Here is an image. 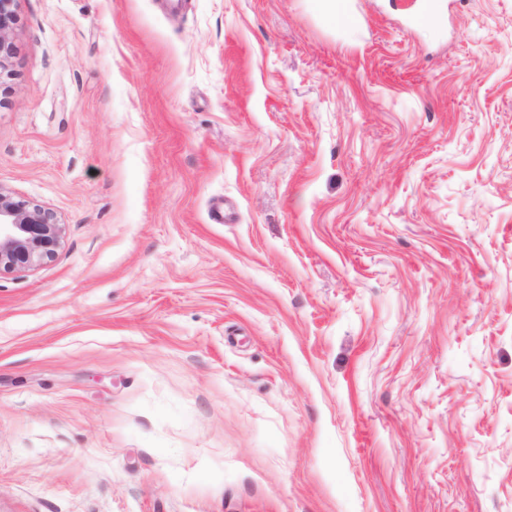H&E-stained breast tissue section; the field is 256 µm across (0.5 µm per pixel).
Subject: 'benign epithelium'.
<instances>
[{"instance_id":"benign-epithelium-1","label":"benign epithelium","mask_w":512,"mask_h":512,"mask_svg":"<svg viewBox=\"0 0 512 512\" xmlns=\"http://www.w3.org/2000/svg\"><path fill=\"white\" fill-rule=\"evenodd\" d=\"M0 0V66L11 49L13 15ZM61 243V227L52 216L0 191V270L35 267L52 259Z\"/></svg>"}]
</instances>
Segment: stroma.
<instances>
[{
	"label": "stroma",
	"instance_id": "obj_1",
	"mask_svg": "<svg viewBox=\"0 0 512 512\" xmlns=\"http://www.w3.org/2000/svg\"><path fill=\"white\" fill-rule=\"evenodd\" d=\"M414 2L10 0L0 512H512V0ZM316 8L321 15L333 25L336 22L342 21L347 23L349 16L346 12V5L344 0H314ZM60 243L61 227L49 213L0 190V270L35 267L52 259Z\"/></svg>",
	"mask_w": 512,
	"mask_h": 512
}]
</instances>
